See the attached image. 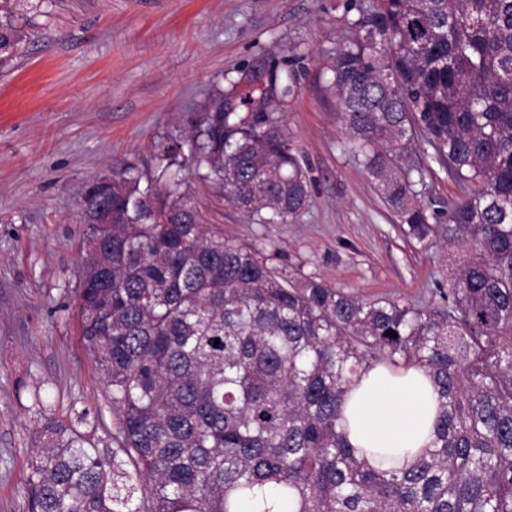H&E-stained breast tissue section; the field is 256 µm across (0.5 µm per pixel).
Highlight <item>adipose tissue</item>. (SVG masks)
<instances>
[{
  "label": "adipose tissue",
  "mask_w": 512,
  "mask_h": 512,
  "mask_svg": "<svg viewBox=\"0 0 512 512\" xmlns=\"http://www.w3.org/2000/svg\"><path fill=\"white\" fill-rule=\"evenodd\" d=\"M436 397L429 379L416 368L383 366L365 373L346 405L348 439L356 448H376V465L423 447L429 440Z\"/></svg>",
  "instance_id": "1"
}]
</instances>
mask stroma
<instances>
[{
    "instance_id": "stroma-1",
    "label": "stroma",
    "mask_w": 512,
    "mask_h": 512,
    "mask_svg": "<svg viewBox=\"0 0 512 512\" xmlns=\"http://www.w3.org/2000/svg\"><path fill=\"white\" fill-rule=\"evenodd\" d=\"M367 0H29V41L0 65V512H27L35 440L53 421L112 448L117 417L80 335L78 269L95 179L157 175L160 145L187 141L214 87L269 110L311 179L308 209L254 224L222 189L180 173L210 231L364 300L442 306L443 239L404 237L349 150L327 88L348 20ZM293 73L297 91L277 82Z\"/></svg>"
}]
</instances>
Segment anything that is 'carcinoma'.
Here are the masks:
<instances>
[{
	"mask_svg": "<svg viewBox=\"0 0 512 512\" xmlns=\"http://www.w3.org/2000/svg\"><path fill=\"white\" fill-rule=\"evenodd\" d=\"M21 2L0 8L1 62L28 37ZM350 28L329 79L350 150L405 237L444 235L448 305L366 302L280 268L210 234L177 181H95L83 201L110 191L112 215L89 225L77 301L116 448L47 423L30 512H512V0H376ZM420 148L466 189L444 223L407 166ZM158 159L162 175L190 162L256 224L310 204L280 120L224 111L221 88L188 154ZM379 365L419 368L438 394L431 445L387 469L342 425Z\"/></svg>",
	"mask_w": 512,
	"mask_h": 512,
	"instance_id": "obj_1",
	"label": "carcinoma"
}]
</instances>
